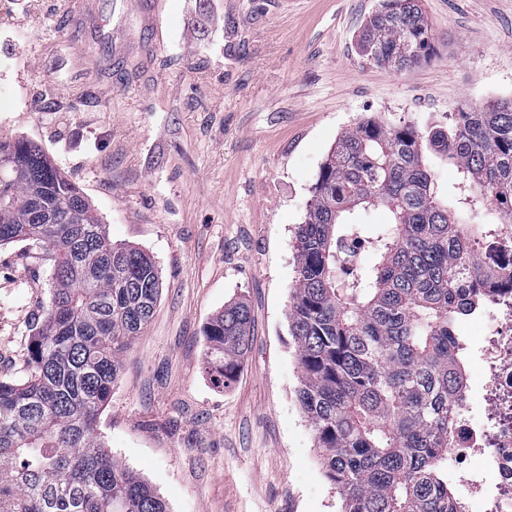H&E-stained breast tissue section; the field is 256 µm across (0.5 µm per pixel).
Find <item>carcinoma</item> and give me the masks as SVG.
Returning <instances> with one entry per match:
<instances>
[{"label":"carcinoma","mask_w":512,"mask_h":512,"mask_svg":"<svg viewBox=\"0 0 512 512\" xmlns=\"http://www.w3.org/2000/svg\"><path fill=\"white\" fill-rule=\"evenodd\" d=\"M364 60L406 71L433 52L421 0H382L364 23ZM457 182L438 188L431 157ZM492 193L511 213L512 102L464 105L451 126L364 119L343 132L297 227L288 323L298 401L343 512H453L448 437L462 399L458 323L475 304L482 237L472 222ZM0 246L33 239L54 256L51 299L30 337V373L0 380V512H169L112 457L97 419L121 356L152 319L162 283L143 250L112 242L83 191L24 139L0 141ZM393 222L340 276V243L361 215ZM243 300L203 327L205 372L226 390L251 341Z\"/></svg>","instance_id":"carcinoma-1"}]
</instances>
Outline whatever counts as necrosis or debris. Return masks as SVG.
I'll return each instance as SVG.
<instances>
[{"instance_id": "1", "label": "necrosis or debris", "mask_w": 512, "mask_h": 512, "mask_svg": "<svg viewBox=\"0 0 512 512\" xmlns=\"http://www.w3.org/2000/svg\"><path fill=\"white\" fill-rule=\"evenodd\" d=\"M481 231L485 245L477 265L492 285L478 296V315L491 317L492 325L473 356L482 381L463 382L448 473L455 512H512V281L500 276L494 225H482Z\"/></svg>"}]
</instances>
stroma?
<instances>
[{
  "label": "stroma",
  "instance_id": "1",
  "mask_svg": "<svg viewBox=\"0 0 512 512\" xmlns=\"http://www.w3.org/2000/svg\"><path fill=\"white\" fill-rule=\"evenodd\" d=\"M102 2L87 27L111 43L79 45L62 10L0 0V140L40 146L161 276L97 431L170 512H341L297 396L296 229L360 119L444 125L512 100V0H422L434 51L402 73L359 52L379 0H158L151 28ZM53 268L40 244L0 246V380L28 374ZM238 298L252 341L221 391L202 327Z\"/></svg>",
  "mask_w": 512,
  "mask_h": 512
}]
</instances>
